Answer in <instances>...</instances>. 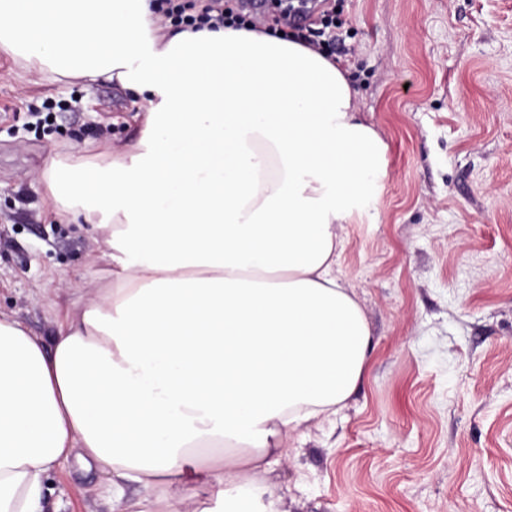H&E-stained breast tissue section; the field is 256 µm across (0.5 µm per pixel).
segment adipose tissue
Returning <instances> with one entry per match:
<instances>
[{
  "instance_id": "adipose-tissue-1",
  "label": "adipose tissue",
  "mask_w": 512,
  "mask_h": 512,
  "mask_svg": "<svg viewBox=\"0 0 512 512\" xmlns=\"http://www.w3.org/2000/svg\"><path fill=\"white\" fill-rule=\"evenodd\" d=\"M0 53L118 83L141 117L124 149L41 175L99 232L112 283L49 349L0 315V512H41L72 456L148 489L122 512H185L202 480L224 512H279L270 457L336 414L374 350L336 256L386 146L345 73L271 33L157 34L150 0H0Z\"/></svg>"
}]
</instances>
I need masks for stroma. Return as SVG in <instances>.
I'll list each match as a JSON object with an SVG mask.
<instances>
[{
	"instance_id": "obj_1",
	"label": "stroma",
	"mask_w": 512,
	"mask_h": 512,
	"mask_svg": "<svg viewBox=\"0 0 512 512\" xmlns=\"http://www.w3.org/2000/svg\"><path fill=\"white\" fill-rule=\"evenodd\" d=\"M325 8L386 145L336 262L374 353L336 416L291 433L268 486L281 512H512V0ZM28 95L48 122L29 123ZM139 128L119 86L45 83L0 54V314L44 345L80 301L65 283L112 276L98 231L59 217L39 175L51 153L89 160ZM112 487L61 461L42 512H121Z\"/></svg>"
}]
</instances>
